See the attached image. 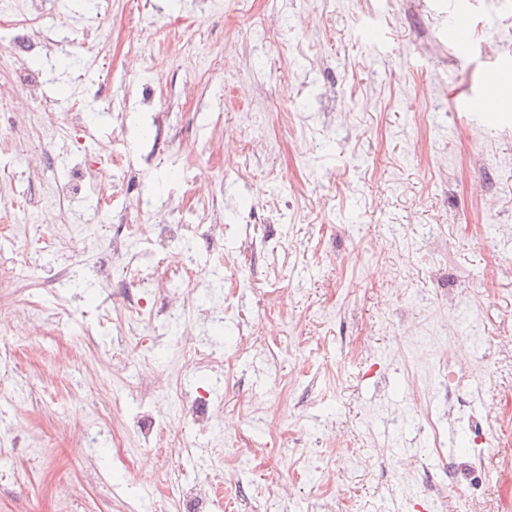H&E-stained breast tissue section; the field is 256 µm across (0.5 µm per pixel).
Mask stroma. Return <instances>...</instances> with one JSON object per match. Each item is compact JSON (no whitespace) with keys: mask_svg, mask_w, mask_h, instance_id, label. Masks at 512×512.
<instances>
[{"mask_svg":"<svg viewBox=\"0 0 512 512\" xmlns=\"http://www.w3.org/2000/svg\"><path fill=\"white\" fill-rule=\"evenodd\" d=\"M37 5L47 23L69 18L28 60L58 127L91 85L103 136L130 159L149 150L139 129L150 106L126 105L125 69L140 64L171 138L151 173L125 180L147 187L156 209L180 179L222 186L207 221L225 226L236 265L216 271L203 240L178 261L195 269L198 291L241 290L207 323L206 346L227 365L219 383L181 375L186 392L219 390L221 447L160 451L130 438L116 448L113 426L144 398L171 434L184 432L152 389L174 368L172 332L157 328L143 350L121 321L97 323L112 302L113 259L95 199L66 205L68 222L97 225L99 236L90 263L73 262L58 288L39 287L56 278L55 256L0 243L15 262L0 336L20 349L0 364V512H179L181 473L206 480L205 453L238 463L225 484L230 512H496L512 436L485 451L480 506L404 475L474 452L467 423L445 412L443 363L421 337L455 346L476 418L496 428L512 417V344H490L512 328V70L491 68L512 55L500 39L512 0H223L218 14L212 0H107L98 15L84 0ZM84 29L100 59L64 71ZM489 96L500 107L470 117L466 105ZM209 140L220 165L188 149ZM18 170L14 147L0 144V197L24 195L20 223L49 229L42 193L56 166L35 183ZM258 225L267 245L241 261ZM432 413L447 428L440 455Z\"/></svg>","mask_w":512,"mask_h":512,"instance_id":"1","label":"stroma"}]
</instances>
